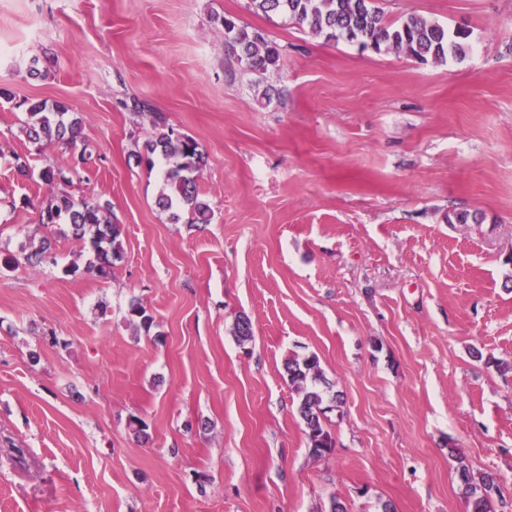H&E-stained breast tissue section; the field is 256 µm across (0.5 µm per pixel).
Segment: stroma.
Masks as SVG:
<instances>
[{"label":"stroma","mask_w":512,"mask_h":512,"mask_svg":"<svg viewBox=\"0 0 512 512\" xmlns=\"http://www.w3.org/2000/svg\"><path fill=\"white\" fill-rule=\"evenodd\" d=\"M375 4L466 29L465 55L328 42L248 0H0V262L44 237L55 257L0 272V512H467L462 464L512 502V0ZM217 13L281 45L279 71L245 69ZM133 97L207 153L211 224L157 207ZM36 99L79 113L86 166L28 142ZM49 163L111 202V278L40 224ZM312 353L342 399L321 458L284 370Z\"/></svg>","instance_id":"obj_1"}]
</instances>
